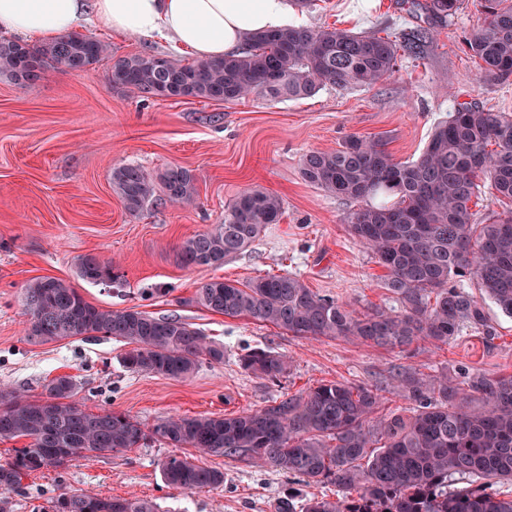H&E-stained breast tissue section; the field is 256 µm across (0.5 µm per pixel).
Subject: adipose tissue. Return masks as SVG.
<instances>
[{"label":"adipose tissue","mask_w":512,"mask_h":512,"mask_svg":"<svg viewBox=\"0 0 512 512\" xmlns=\"http://www.w3.org/2000/svg\"><path fill=\"white\" fill-rule=\"evenodd\" d=\"M88 13L111 31L161 37L200 59L291 20L288 0H0V29L43 41L72 31Z\"/></svg>","instance_id":"1"}]
</instances>
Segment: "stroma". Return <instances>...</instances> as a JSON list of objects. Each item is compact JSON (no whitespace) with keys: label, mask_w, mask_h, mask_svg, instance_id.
I'll return each mask as SVG.
<instances>
[{"label":"stroma","mask_w":512,"mask_h":512,"mask_svg":"<svg viewBox=\"0 0 512 512\" xmlns=\"http://www.w3.org/2000/svg\"><path fill=\"white\" fill-rule=\"evenodd\" d=\"M292 14L309 27L394 40L426 22L423 12H409L403 0H315ZM483 19L480 0H463L456 16L435 25L424 56L402 59L389 79L345 89L325 83L311 97L275 104L252 97L231 103L146 100L112 87L105 61L84 72L57 71L32 87L0 78V387L38 398L51 379L69 375L84 408L126 413L148 433L140 447L77 458L24 478L9 495L11 512H43L54 497L73 489L144 498L158 512H276L287 495L301 502L314 494L333 496L335 489L228 457L204 460L223 470V485L173 489L160 463L174 449L151 436L153 426L171 415L256 410L321 382L384 384L411 368L437 374L466 365L491 376L512 374V318L490 301L485 309L497 331L493 344L466 330L441 348L419 342L404 350L304 339L193 301L197 284L211 278L244 283L288 273L360 311L396 308L381 283L383 268L348 231L346 218L356 202L306 181L300 160L357 135L380 140L397 161L411 162L457 103L512 114V80L480 82L464 44ZM78 31L107 42L116 59L136 53L187 58L162 39L115 33L90 20L81 21ZM126 164L153 174L184 167L194 175L197 193L182 206L157 200L129 213L112 188L113 168ZM252 188L281 199L280 222L221 268H184L177 259L180 245L223 222L225 205ZM86 254L111 260L119 286L82 280L77 262ZM43 276L70 282L99 307L179 317L222 344L224 360L203 361L192 376L172 379L129 371L122 362L125 342L109 337L29 342L23 291ZM249 347L286 354L289 370L274 382L256 378L239 363Z\"/></svg>","instance_id":"1"}]
</instances>
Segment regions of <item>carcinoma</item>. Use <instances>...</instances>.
I'll return each mask as SVG.
<instances>
[{
    "label": "carcinoma",
    "instance_id": "carcinoma-1",
    "mask_svg": "<svg viewBox=\"0 0 512 512\" xmlns=\"http://www.w3.org/2000/svg\"><path fill=\"white\" fill-rule=\"evenodd\" d=\"M461 0H429L428 17L453 18ZM484 21L465 36L477 60L479 80L512 77V3L484 0ZM433 36L428 27L407 31L402 40L333 27L288 26L258 32L240 51L221 58L183 63L166 55L133 54L113 61L110 82L138 95L160 99L200 98L234 102L254 96L266 102L312 96L323 83L339 88L371 85L397 71L398 57L419 56ZM110 56L108 44L81 33L30 45L0 38V76L31 87L64 68L79 72ZM302 175L324 192L362 206L349 213L348 229L371 249L383 267L382 287L399 307L358 312L331 295H321L296 275H271L244 286L215 278L199 283L194 301L230 318L272 324L295 336L356 340L386 347L456 341L463 329L482 331L492 344L483 298L452 285L470 276L486 297L512 317V211L473 223L471 203L486 186L512 201V116L459 103L437 124L425 151L398 162L380 141L351 136L341 148L311 151ZM112 185L125 208L139 213L155 195L186 204L196 193L194 176L181 166L153 175L138 165L112 170ZM283 213L279 197L257 189L240 193L224 208V222L185 240L182 266L219 269L241 253ZM79 276L111 284L119 276L112 261L87 254ZM30 314L25 335L34 343L109 336L131 345L122 361L137 373L184 379L201 360L224 361V346L178 317H155L89 303L57 277L34 279L23 293ZM241 367L275 381L288 371V356L247 348ZM390 393L413 405L410 416L374 422ZM75 380L58 376L45 396L32 399L0 389V441L29 445L0 460V512H10L8 494L29 474L135 448L145 439L138 422L114 411L94 413L74 397ZM481 399L477 410L468 396ZM152 435L201 456L232 457L292 474L305 484H331L336 499L288 497L278 512H512V496L496 489L512 483V374L409 370L390 388L341 381L290 395L254 411L224 417L169 416ZM169 486L181 491L224 483L220 469L197 465L192 456L161 463ZM468 486L448 489L455 476ZM51 512H156L145 499L62 492Z\"/></svg>",
    "mask_w": 512,
    "mask_h": 512
}]
</instances>
